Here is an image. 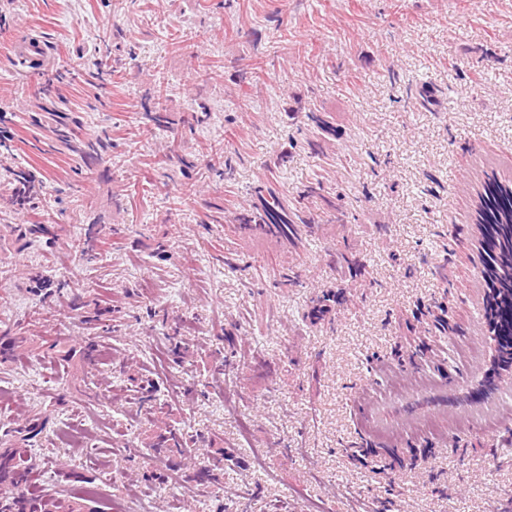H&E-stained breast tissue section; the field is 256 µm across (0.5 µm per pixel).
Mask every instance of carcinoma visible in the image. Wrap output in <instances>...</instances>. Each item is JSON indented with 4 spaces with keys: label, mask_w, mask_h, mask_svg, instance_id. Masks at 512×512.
I'll return each mask as SVG.
<instances>
[{
    "label": "carcinoma",
    "mask_w": 512,
    "mask_h": 512,
    "mask_svg": "<svg viewBox=\"0 0 512 512\" xmlns=\"http://www.w3.org/2000/svg\"><path fill=\"white\" fill-rule=\"evenodd\" d=\"M482 222L489 225L487 251L497 254L490 266L489 287L497 289L488 300L494 312L493 332L500 348L512 347V188L498 182L484 189ZM241 224H258L281 237L295 232V224L304 222L298 210L290 207L288 199L274 191L259 198V205L238 215ZM155 453L182 452L176 433L159 434L150 445ZM35 483V473L25 448L0 450V484L23 490V494L0 500V512H61L62 501L46 499L28 488Z\"/></svg>",
    "instance_id": "1"
}]
</instances>
